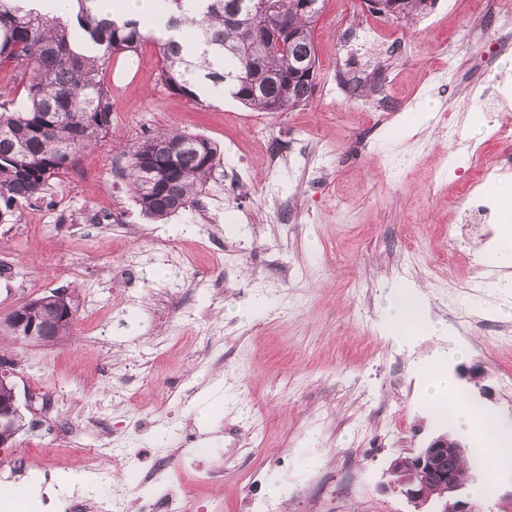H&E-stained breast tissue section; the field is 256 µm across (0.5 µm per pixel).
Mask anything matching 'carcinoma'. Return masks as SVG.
<instances>
[{"label": "carcinoma", "mask_w": 512, "mask_h": 512, "mask_svg": "<svg viewBox=\"0 0 512 512\" xmlns=\"http://www.w3.org/2000/svg\"><path fill=\"white\" fill-rule=\"evenodd\" d=\"M76 18L98 53L79 51L70 22L50 11L33 12L24 0H0V68L22 70L26 102L0 103V218L19 202L42 198L49 178L68 169L76 154L112 129V95L104 76L112 56L151 42L161 60L159 77L193 98L205 92L188 78L194 70L224 85L243 105L261 112H289L313 101L317 54L311 36L324 0H165L157 12L160 37L135 20L102 17L95 0H76ZM397 18L430 13L436 0H384ZM199 40L212 57L192 62L163 33ZM127 177L141 212L165 220L197 204L220 151L211 140L179 131L149 137L127 152Z\"/></svg>", "instance_id": "1"}]
</instances>
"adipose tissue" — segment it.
Here are the masks:
<instances>
[{"mask_svg": "<svg viewBox=\"0 0 512 512\" xmlns=\"http://www.w3.org/2000/svg\"><path fill=\"white\" fill-rule=\"evenodd\" d=\"M384 331L395 340L406 342L443 334L444 328L425 316L417 291L401 284L392 291ZM422 393L433 411L445 413L453 420H466L473 427L478 448L493 449L495 467L512 465V426L502 422L487 426L486 410L474 408L472 400L447 371L438 367L424 368Z\"/></svg>", "mask_w": 512, "mask_h": 512, "instance_id": "obj_1", "label": "adipose tissue"}]
</instances>
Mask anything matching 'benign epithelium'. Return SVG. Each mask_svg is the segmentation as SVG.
Instances as JSON below:
<instances>
[{"mask_svg":"<svg viewBox=\"0 0 512 512\" xmlns=\"http://www.w3.org/2000/svg\"><path fill=\"white\" fill-rule=\"evenodd\" d=\"M72 316L67 297L56 294L51 306L38 301L25 315H7L0 319L5 327L20 338L34 343L49 341L48 334L55 326ZM18 372L12 362L0 363V391L8 393V399L0 402V434L14 430L21 416L16 378ZM464 454V446L447 435L433 438L426 447L402 456L396 464L414 473L412 482L403 488V493L416 507V512L429 503L438 506L436 512H475L471 502L462 494V485L453 467V457Z\"/></svg>","mask_w":512,"mask_h":512,"instance_id":"7a95c632","label":"benign epithelium"}]
</instances>
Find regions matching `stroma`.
<instances>
[{"mask_svg":"<svg viewBox=\"0 0 512 512\" xmlns=\"http://www.w3.org/2000/svg\"><path fill=\"white\" fill-rule=\"evenodd\" d=\"M484 2L437 0L417 20L392 22L362 0H326L313 28L314 100L274 115L175 93L159 79L153 45L116 56L105 76L111 133L53 176L41 200L0 220V316L53 290L78 308L72 333L53 343L0 335L19 393L54 404L22 403L24 427L0 447V487L32 489L30 512L95 505L122 483L133 499L172 485L202 504L220 497L224 512H246L250 499L273 512H415L390 465L446 432L468 448L466 486H487L473 499L478 512H503L512 468L487 482L471 428L440 426L417 375L447 356L471 399L512 421L500 386L512 345L493 334L512 327V293L502 288L512 257L492 271L473 264L476 250L496 253L500 217L468 225L462 205L469 153L491 166L504 149L472 103L484 79L476 62L492 55L512 70L496 29L469 36ZM361 25L379 28L376 42L350 39ZM452 33L451 72L443 47ZM378 68L403 104L387 117L336 94L348 74ZM426 99L430 119L402 133ZM459 107L468 151L439 134L444 113ZM171 129L220 148L204 191L214 199L208 217L193 208L149 219L128 190L123 147ZM91 210L101 223H82ZM408 246L416 255L401 276ZM405 281L449 335L413 345L383 334L389 293ZM460 342L468 352L453 357ZM146 376L152 385L140 386ZM112 442L128 448L130 466L99 475L96 451ZM194 447L201 465L223 467V486L180 464ZM162 453L173 457L162 480L129 484L131 470ZM326 472L337 481L320 483Z\"/></svg>","mask_w":512,"mask_h":512,"instance_id":"stroma-1","label":"stroma"}]
</instances>
